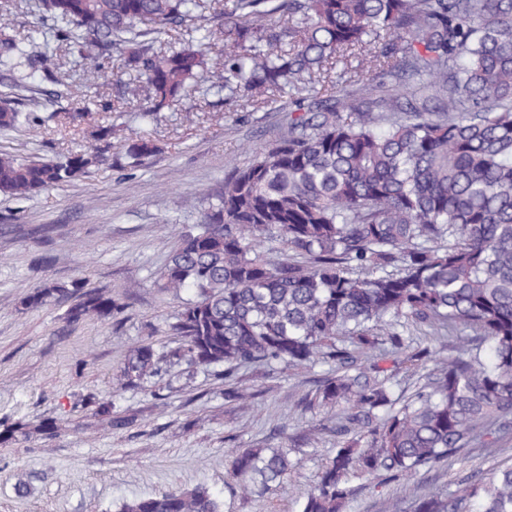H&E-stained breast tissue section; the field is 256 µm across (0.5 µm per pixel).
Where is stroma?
<instances>
[{"label":"stroma","instance_id":"1","mask_svg":"<svg viewBox=\"0 0 512 512\" xmlns=\"http://www.w3.org/2000/svg\"><path fill=\"white\" fill-rule=\"evenodd\" d=\"M89 112L94 123L118 125L110 164L63 187L26 197L0 194V421L18 425L0 441V512H115L123 501L203 486L232 512H299L336 439L322 432L295 453L298 467L287 492L242 494L231 449L281 448L293 433L328 424L329 408L301 410L294 401L325 372L260 368L242 372V399H224V378L175 364L162 377L128 384L119 366L131 345L173 347L170 325L179 302L157 288L151 273L175 244L176 223H194L203 196L224 178L229 162H245L248 144L275 140L283 114L247 113L236 119L216 96L207 111L185 100L165 108L150 132L158 152L135 163L122 147L132 113L97 111L75 95L58 107ZM82 134L35 128L0 135V147L52 159L78 150ZM81 278L120 298V324H67L65 305L25 307L43 281ZM121 415L122 428L108 425ZM57 422L61 431H47ZM497 462L479 450L407 482L380 487L356 479L346 512H390L421 486L442 493ZM26 485L19 495L18 485Z\"/></svg>","mask_w":512,"mask_h":512}]
</instances>
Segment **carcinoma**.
<instances>
[{
	"instance_id": "carcinoma-1",
	"label": "carcinoma",
	"mask_w": 512,
	"mask_h": 512,
	"mask_svg": "<svg viewBox=\"0 0 512 512\" xmlns=\"http://www.w3.org/2000/svg\"><path fill=\"white\" fill-rule=\"evenodd\" d=\"M38 17L0 24V132L86 112L40 113L66 98L57 49L104 74L134 73L139 104L125 154L157 150L147 128L200 89L230 106L288 98L277 138L256 142L178 228L154 273L181 299L177 346L131 347L121 376L137 383L174 362L224 369V399L256 364L328 367L296 406L337 407L336 447L300 512H343L352 479H413L468 448L494 457L512 440V0H29ZM181 46H173L175 42ZM217 49L222 63L210 64ZM91 143L61 159L0 150V192L64 186L109 161ZM68 322L123 310L82 279L42 282L26 300L69 298ZM431 342L417 350L413 332ZM432 367L410 394L396 373ZM238 486L284 488L288 448L233 452ZM117 512H228L205 487L126 500ZM410 512H512V464Z\"/></svg>"
}]
</instances>
